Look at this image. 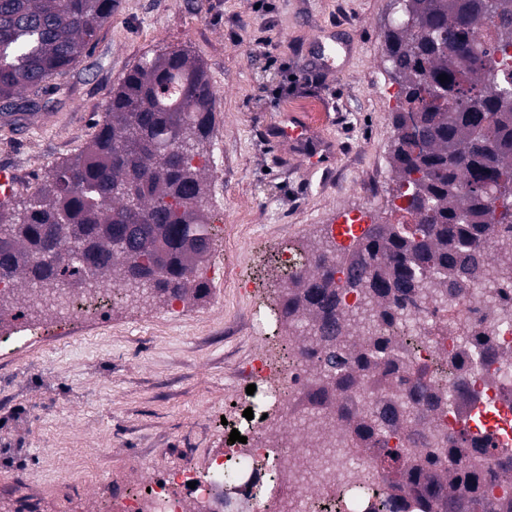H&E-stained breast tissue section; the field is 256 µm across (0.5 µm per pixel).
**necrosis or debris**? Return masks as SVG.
I'll return each instance as SVG.
<instances>
[{"mask_svg": "<svg viewBox=\"0 0 512 512\" xmlns=\"http://www.w3.org/2000/svg\"><path fill=\"white\" fill-rule=\"evenodd\" d=\"M497 253L489 251L478 273L469 280L465 296L450 297L447 304L428 303V320L413 351L412 366L425 370V383L441 401L431 422L432 440L452 436L460 425L450 406L459 392L473 402L466 422L474 432L493 435L499 447L512 451V322L501 319L484 300L504 288L496 274ZM487 331L495 338L499 357L463 369L449 366L447 378L435 368L460 354L459 339L469 329ZM283 390L271 392L281 414L292 426L280 432L254 410L243 425L244 442L226 444L210 457L207 476L195 467L160 474L144 494L104 489L106 512H224V499L246 491L255 512H370L377 493L385 488L376 464L362 454L347 424L335 407L309 412L304 397L310 379L309 366L295 363L281 370ZM287 470L283 481H270L269 462ZM234 468L233 484L215 481V474Z\"/></svg>", "mask_w": 512, "mask_h": 512, "instance_id": "necrosis-or-debris-1", "label": "necrosis or debris"}]
</instances>
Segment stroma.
Listing matches in <instances>:
<instances>
[{
    "mask_svg": "<svg viewBox=\"0 0 512 512\" xmlns=\"http://www.w3.org/2000/svg\"><path fill=\"white\" fill-rule=\"evenodd\" d=\"M394 0H117L87 58L53 77L49 108L0 126L9 200L33 197L49 166L78 155L109 93L143 57L203 62L216 92L207 206L223 216L210 258L227 282L199 300L116 305L56 340L54 310L0 344V512H103L100 486L137 491L157 472L204 466L224 446L258 352L278 385L279 349L253 307L276 305L283 249H316L344 219L394 221L397 86L384 36ZM291 113L335 147L326 169L273 142ZM251 280L240 290L233 280Z\"/></svg>",
    "mask_w": 512,
    "mask_h": 512,
    "instance_id": "35a3bbf8",
    "label": "stroma"
}]
</instances>
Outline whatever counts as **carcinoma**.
Segmentation results:
<instances>
[{"label":"carcinoma","instance_id":"1","mask_svg":"<svg viewBox=\"0 0 512 512\" xmlns=\"http://www.w3.org/2000/svg\"><path fill=\"white\" fill-rule=\"evenodd\" d=\"M116 0H0V112L34 111L49 95L50 77L81 63ZM401 14L428 32L393 24L385 54L397 82L392 162L399 197L419 188L422 202L403 208L415 224H377L311 254L308 269L289 277L281 314L303 327L300 341L277 337L280 364L297 353L314 369L311 403L329 400L346 419L394 494L372 512H512V500L490 503L482 474L463 464L473 454L496 461L495 478L512 483V453L489 434L462 428L446 448L420 437L437 406L424 373L403 387L397 374L419 337L411 314L424 300L448 301V285L468 280L487 248L512 237V75L500 76L498 55L512 50V0H402ZM448 80L440 82L439 75ZM214 92L204 65L171 50L132 67L112 87L104 120L75 157L55 163L37 198L23 207L0 201V271L60 297L63 284L92 296H205L198 271L208 254L188 246L209 234L205 202L207 144L215 127ZM73 260L48 266L37 248L44 235ZM348 264L336 284V261ZM102 269L82 282L83 265ZM152 265L168 267L153 284ZM499 277L512 281V241L499 249ZM358 301L347 310L342 297ZM396 335H382L383 326ZM471 363L496 354L494 338L460 337ZM383 405H358L367 392ZM397 428L409 448L387 447Z\"/></svg>","mask_w":512,"mask_h":512}]
</instances>
